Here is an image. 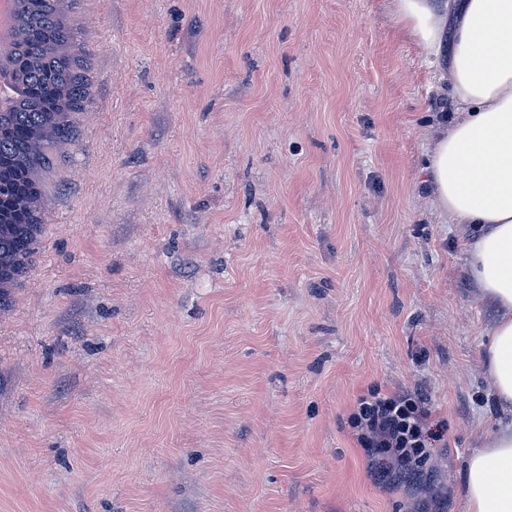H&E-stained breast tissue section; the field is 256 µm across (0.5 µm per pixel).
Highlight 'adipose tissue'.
Masks as SVG:
<instances>
[{"instance_id": "adipose-tissue-1", "label": "adipose tissue", "mask_w": 512, "mask_h": 512, "mask_svg": "<svg viewBox=\"0 0 512 512\" xmlns=\"http://www.w3.org/2000/svg\"><path fill=\"white\" fill-rule=\"evenodd\" d=\"M394 18L443 76L457 108L440 125L422 184L438 216L469 230L470 277L497 316L480 361L505 420L465 466V512H512V0H393Z\"/></svg>"}]
</instances>
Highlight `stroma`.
Here are the masks:
<instances>
[{"label": "stroma", "instance_id": "35a3bbf8", "mask_svg": "<svg viewBox=\"0 0 512 512\" xmlns=\"http://www.w3.org/2000/svg\"><path fill=\"white\" fill-rule=\"evenodd\" d=\"M75 144L0 312V512H464L493 314L421 169L453 103L392 0H75ZM421 392L387 485L357 397Z\"/></svg>", "mask_w": 512, "mask_h": 512}]
</instances>
